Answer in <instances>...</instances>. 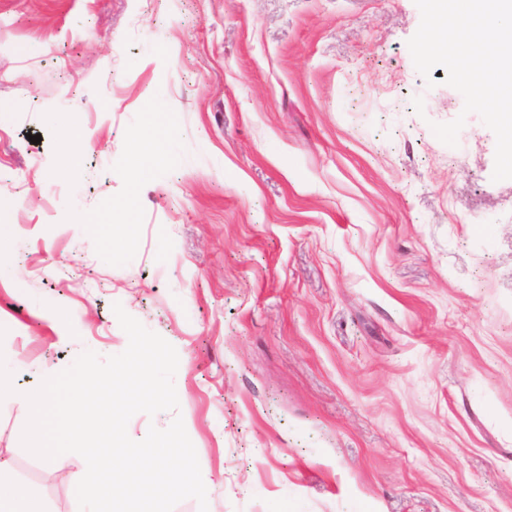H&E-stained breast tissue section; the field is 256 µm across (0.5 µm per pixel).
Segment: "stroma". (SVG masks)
<instances>
[{
    "instance_id": "stroma-1",
    "label": "stroma",
    "mask_w": 512,
    "mask_h": 512,
    "mask_svg": "<svg viewBox=\"0 0 512 512\" xmlns=\"http://www.w3.org/2000/svg\"><path fill=\"white\" fill-rule=\"evenodd\" d=\"M420 20L414 0H0L12 485L82 512L46 478L86 463L23 448L25 396L123 352L118 303L179 357V412L128 434L182 417L204 512H512V179L446 70L417 72ZM67 111L91 141L72 174L46 120ZM461 114L443 144L431 123Z\"/></svg>"
}]
</instances>
